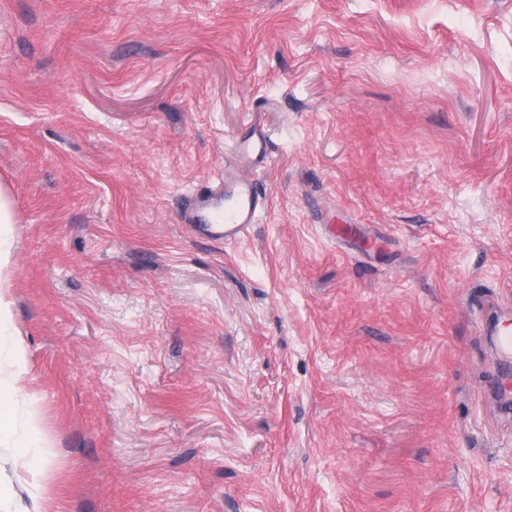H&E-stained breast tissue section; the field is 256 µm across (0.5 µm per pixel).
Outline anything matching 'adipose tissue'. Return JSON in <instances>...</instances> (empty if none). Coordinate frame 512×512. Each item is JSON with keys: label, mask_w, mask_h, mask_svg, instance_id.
<instances>
[{"label": "adipose tissue", "mask_w": 512, "mask_h": 512, "mask_svg": "<svg viewBox=\"0 0 512 512\" xmlns=\"http://www.w3.org/2000/svg\"><path fill=\"white\" fill-rule=\"evenodd\" d=\"M14 221L11 200L0 188V357L12 360L9 378L0 382V482L19 484L37 502L44 492L46 445L39 436L31 399L20 385L28 366L11 320L13 243L9 226Z\"/></svg>", "instance_id": "ef3b65f1"}]
</instances>
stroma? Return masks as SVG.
<instances>
[{
	"label": "stroma",
	"mask_w": 512,
	"mask_h": 512,
	"mask_svg": "<svg viewBox=\"0 0 512 512\" xmlns=\"http://www.w3.org/2000/svg\"><path fill=\"white\" fill-rule=\"evenodd\" d=\"M0 185L46 512H512V0H0ZM232 195L236 198L234 206L216 208L215 222L207 229L210 238L225 242L241 239L249 226L255 224L258 214L266 208V195L250 181H237Z\"/></svg>",
	"instance_id": "obj_1"
}]
</instances>
